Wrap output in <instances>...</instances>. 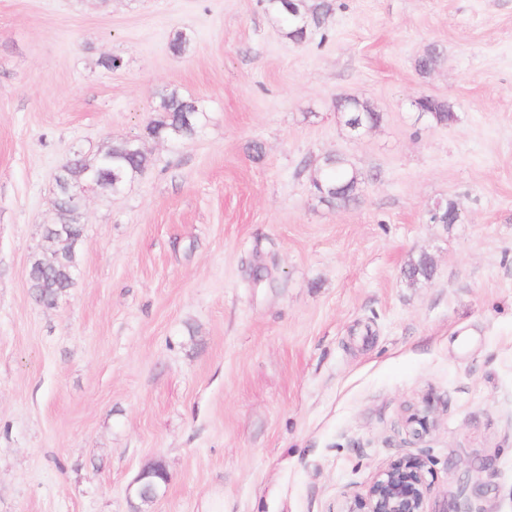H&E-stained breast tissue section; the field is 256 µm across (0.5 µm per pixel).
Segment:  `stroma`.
I'll list each match as a JSON object with an SVG mask.
<instances>
[{
    "mask_svg": "<svg viewBox=\"0 0 512 512\" xmlns=\"http://www.w3.org/2000/svg\"><path fill=\"white\" fill-rule=\"evenodd\" d=\"M164 90L204 124L143 139L146 170L85 203L72 288L36 303L55 170L140 136ZM341 95L380 124L354 137ZM329 155L363 178L345 209L312 187ZM451 198L460 221L429 223ZM403 455L431 461L430 512L479 481L471 512H512V0H336L302 44L263 0H0V512H136L155 461L146 512H337ZM335 110L338 113L343 125L349 127L353 134H356L360 127L370 124L375 126L367 127L363 132L356 134L361 136L364 132L378 126L382 120V113L368 100L351 96H340L336 98ZM416 98L412 105L416 104L421 98ZM424 116L427 117L431 122L439 125H451L456 121L457 115L454 109V105L447 101L438 99L432 96H425L420 101ZM406 424L417 439L430 434L437 426L431 403L426 401L422 407L412 409L406 418Z\"/></svg>",
    "mask_w": 512,
    "mask_h": 512,
    "instance_id": "stroma-1",
    "label": "stroma"
}]
</instances>
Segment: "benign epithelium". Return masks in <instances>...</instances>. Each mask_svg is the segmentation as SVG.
<instances>
[{"label":"benign epithelium","instance_id":"obj_1","mask_svg":"<svg viewBox=\"0 0 512 512\" xmlns=\"http://www.w3.org/2000/svg\"><path fill=\"white\" fill-rule=\"evenodd\" d=\"M59 167L53 177L55 197L68 195L86 200L88 194H112V184L97 181L73 183L62 177ZM406 424L420 439L437 426L431 403L410 411ZM430 459L424 456H401L379 470L360 491L352 493L340 512H428L433 485L427 480Z\"/></svg>","mask_w":512,"mask_h":512}]
</instances>
